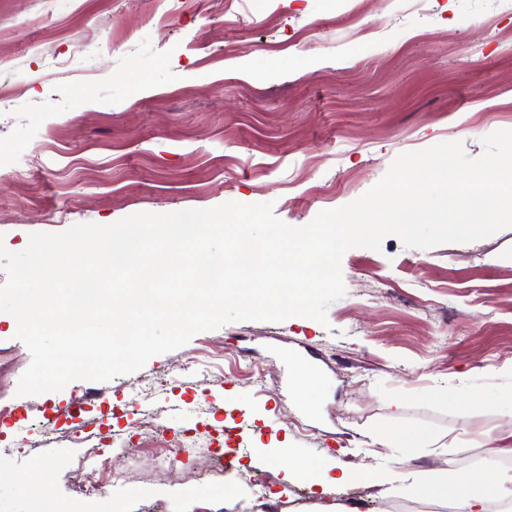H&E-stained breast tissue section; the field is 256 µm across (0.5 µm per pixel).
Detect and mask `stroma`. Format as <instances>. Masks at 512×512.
Instances as JSON below:
<instances>
[{"label": "stroma", "mask_w": 512, "mask_h": 512, "mask_svg": "<svg viewBox=\"0 0 512 512\" xmlns=\"http://www.w3.org/2000/svg\"><path fill=\"white\" fill-rule=\"evenodd\" d=\"M0 242L108 225L140 213L274 205L302 227L363 195L400 153L512 130V0H0ZM346 293L327 324L235 321L109 381L18 394L31 363L0 312V512H344L365 489L387 512L403 473L460 479L512 432V227L467 244L342 257ZM325 377L307 408L286 382L289 354ZM165 385H155L156 376ZM105 392L83 418L44 410ZM176 460L158 466L161 431ZM238 477H196L225 431ZM410 430L427 443L407 448ZM390 434L386 444L373 435ZM382 473L327 494L285 482L277 449ZM125 484L74 502L96 457ZM29 491H22V484ZM303 498H296V490Z\"/></svg>", "instance_id": "1"}]
</instances>
